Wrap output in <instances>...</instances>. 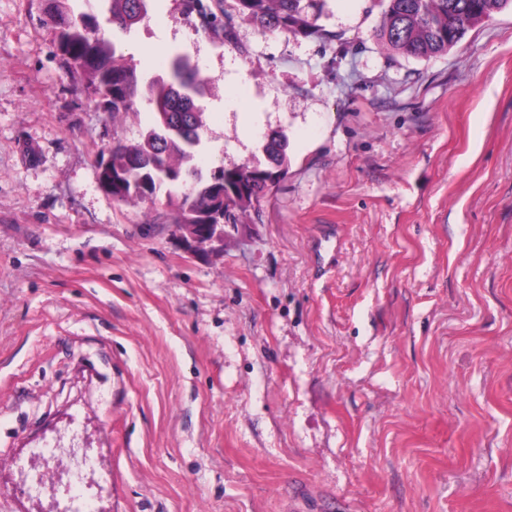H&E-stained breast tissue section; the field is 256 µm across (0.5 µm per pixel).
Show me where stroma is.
I'll list each match as a JSON object with an SVG mask.
<instances>
[{
	"instance_id": "35a3bbf8",
	"label": "stroma",
	"mask_w": 512,
	"mask_h": 512,
	"mask_svg": "<svg viewBox=\"0 0 512 512\" xmlns=\"http://www.w3.org/2000/svg\"><path fill=\"white\" fill-rule=\"evenodd\" d=\"M41 7L0 0V512H512V12L416 60L379 0L223 43L151 0L124 54L197 67L203 170L288 138L201 259L100 187L150 109L76 89Z\"/></svg>"
}]
</instances>
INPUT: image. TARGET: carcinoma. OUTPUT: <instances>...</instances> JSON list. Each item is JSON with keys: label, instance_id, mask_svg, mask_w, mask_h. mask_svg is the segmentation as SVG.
<instances>
[{"label": "carcinoma", "instance_id": "cac0c4a2", "mask_svg": "<svg viewBox=\"0 0 512 512\" xmlns=\"http://www.w3.org/2000/svg\"><path fill=\"white\" fill-rule=\"evenodd\" d=\"M40 21L53 35L67 75L91 94L105 112L117 117L138 111L147 100L153 119L141 141L118 142L98 166L100 187L121 203L151 208L164 204L172 223L236 224L288 170V141L283 134L266 137L265 168L243 164L220 166L202 174L197 155L203 127L194 98L200 74L182 56L174 55L163 76L150 78L125 62L119 52L123 36L149 13L137 10L135 0H111L108 22L112 37L98 31L95 18L43 0ZM377 40L393 53L429 59L452 49L467 32L503 10L512 0H381ZM186 13L201 18L207 36H227L224 20L236 18L265 33L310 36L324 33L317 24L324 0H182Z\"/></svg>", "mask_w": 512, "mask_h": 512}]
</instances>
